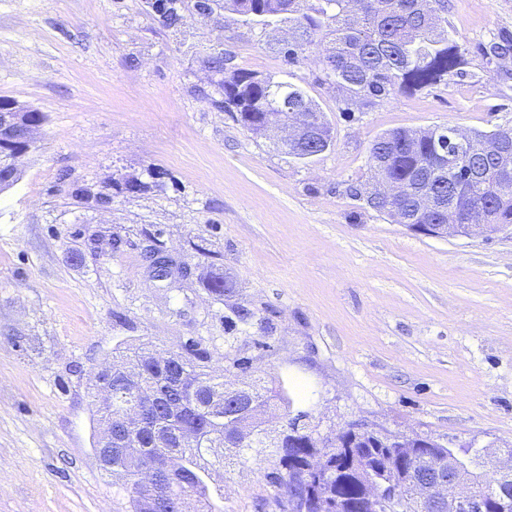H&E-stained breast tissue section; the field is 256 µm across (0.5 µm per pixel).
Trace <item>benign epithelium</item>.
Instances as JSON below:
<instances>
[{
	"mask_svg": "<svg viewBox=\"0 0 512 512\" xmlns=\"http://www.w3.org/2000/svg\"><path fill=\"white\" fill-rule=\"evenodd\" d=\"M25 112V106L15 101L0 102V170H8L14 176L19 173L18 159L31 150L34 134L40 127L27 119ZM263 131L280 132L278 145L283 148L308 142L319 145L325 140L322 128L304 117L288 122L269 113ZM346 434L351 438L370 436L375 445L385 449L384 465L366 469L363 494L358 503L347 501L335 490L342 484L345 469L329 463L330 448H341V437ZM405 438L404 434L355 421L346 424L334 437L311 439L304 461L295 469L296 483L305 487V492L288 497V512H360L375 507L387 494L391 502H396L401 482L394 477L395 463ZM414 438L426 447L424 458L428 469V478L411 480L414 498L426 503L433 512H487L494 502L508 498V472L512 463L506 457L487 460L494 469V477H488L482 470L475 475L466 460L453 454L452 447L424 434L416 433ZM312 473L316 480L329 483L331 487L324 492L316 491L310 486Z\"/></svg>",
	"mask_w": 512,
	"mask_h": 512,
	"instance_id": "1",
	"label": "benign epithelium"
}]
</instances>
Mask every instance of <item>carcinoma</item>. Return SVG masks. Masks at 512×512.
Listing matches in <instances>:
<instances>
[{
	"mask_svg": "<svg viewBox=\"0 0 512 512\" xmlns=\"http://www.w3.org/2000/svg\"><path fill=\"white\" fill-rule=\"evenodd\" d=\"M246 24L288 22L299 39L284 49L294 63L317 50L326 78L345 99L371 100L394 90L420 91L464 74L465 58L448 33V0H212ZM189 0H154L152 10L168 29L179 26ZM512 51V36L492 42L484 55L503 59ZM210 73L212 104L253 134L262 133L267 112L293 119L304 112L322 119L318 105L300 87L242 70L222 53L204 60ZM452 127L396 129L372 144L367 205L395 224L512 223V128L490 134H464L463 154ZM396 182L403 194L390 199L382 186ZM203 352L184 346L171 356L145 346L114 348L97 390L112 391L109 404L96 413L102 425L122 431L126 411L151 403L153 421L112 448L96 441L105 473L127 499L126 512H163L154 488L141 482L140 470L153 466L173 495L192 504L193 512H216L208 482L227 459L245 458L253 448H274L279 469L268 484L290 493L289 461L300 459L302 438L284 429L272 434L280 393L243 386L235 396L224 392V376L200 364ZM378 512H418L408 487L400 500Z\"/></svg>",
	"mask_w": 512,
	"mask_h": 512,
	"instance_id": "obj_1",
	"label": "carcinoma"
}]
</instances>
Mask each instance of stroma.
Instances as JSON below:
<instances>
[{
  "instance_id": "stroma-1",
  "label": "stroma",
  "mask_w": 512,
  "mask_h": 512,
  "mask_svg": "<svg viewBox=\"0 0 512 512\" xmlns=\"http://www.w3.org/2000/svg\"><path fill=\"white\" fill-rule=\"evenodd\" d=\"M448 31L463 75L348 107L315 57L285 62L284 24L188 9L167 29L146 0H0V97L46 117L0 193V512H125L92 404L121 343L195 342L226 379L290 398L283 426L302 410L323 436L360 421L512 444V233L429 237L351 194L388 131L512 127V58L483 53L512 35V0H448ZM217 49L302 86L331 148L286 155L214 108L201 61ZM275 465L256 448L225 468L218 512H277Z\"/></svg>"
}]
</instances>
